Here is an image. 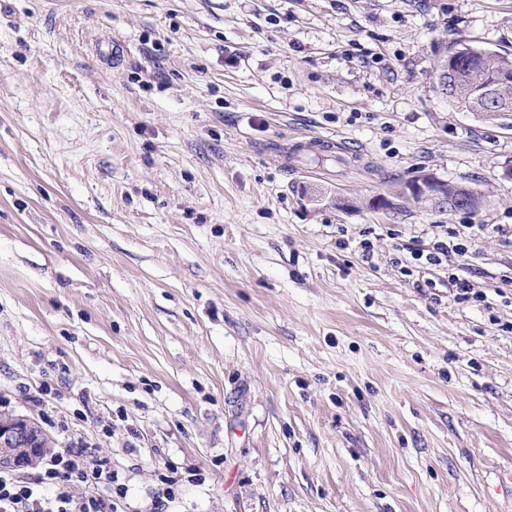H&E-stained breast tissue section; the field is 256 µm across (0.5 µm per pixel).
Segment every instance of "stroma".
I'll return each instance as SVG.
<instances>
[{
	"label": "stroma",
	"instance_id": "stroma-1",
	"mask_svg": "<svg viewBox=\"0 0 512 512\" xmlns=\"http://www.w3.org/2000/svg\"><path fill=\"white\" fill-rule=\"evenodd\" d=\"M459 40L512 56V0H0V412L126 512H505L512 128L438 92ZM426 173L482 208L363 206ZM468 252V248L465 244L459 242L456 234H452L449 237L446 236L443 240H436L432 246V249L428 251V253L424 257V250L422 252H414L412 253V258L415 261L420 262L422 265L428 264L431 266H440L443 264V261H448V258L452 256L454 258L462 259L466 257ZM425 263L421 262L423 259Z\"/></svg>",
	"mask_w": 512,
	"mask_h": 512
}]
</instances>
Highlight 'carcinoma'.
<instances>
[{
    "label": "carcinoma",
    "instance_id": "carcinoma-1",
    "mask_svg": "<svg viewBox=\"0 0 512 512\" xmlns=\"http://www.w3.org/2000/svg\"><path fill=\"white\" fill-rule=\"evenodd\" d=\"M481 51L457 42L440 58L436 72L448 74L449 98L460 111L501 124L512 119V58L492 52V67L473 73L466 58Z\"/></svg>",
    "mask_w": 512,
    "mask_h": 512
}]
</instances>
